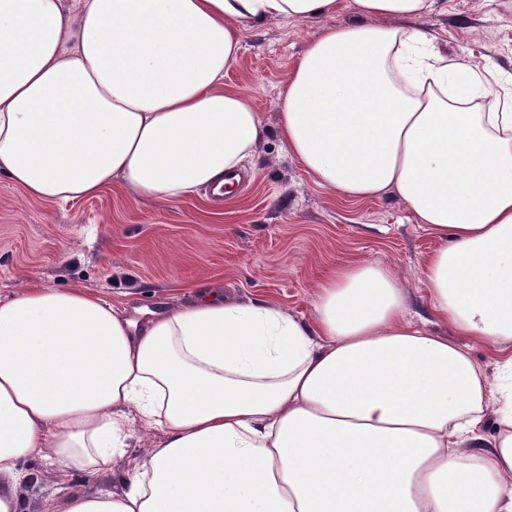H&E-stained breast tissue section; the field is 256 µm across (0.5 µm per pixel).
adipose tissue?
I'll return each mask as SVG.
<instances>
[{"mask_svg":"<svg viewBox=\"0 0 512 512\" xmlns=\"http://www.w3.org/2000/svg\"><path fill=\"white\" fill-rule=\"evenodd\" d=\"M340 0H0V172L63 202L121 180L166 202L223 182L267 135L225 88L249 21ZM278 99V135L339 195L396 193L440 243L430 318L399 279L330 266L312 322L212 288L145 324L80 288L0 299V512L23 464L107 470L133 416L162 432L120 491L40 512H512V94L410 22L439 0H350ZM442 325L444 333L433 332ZM473 346V353L479 362L483 365L487 373L491 377H496L499 372V365L502 363V358L495 349L490 346L471 341Z\"/></svg>","mask_w":512,"mask_h":512,"instance_id":"adipose-tissue-1","label":"adipose tissue"}]
</instances>
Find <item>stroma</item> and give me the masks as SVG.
Returning a JSON list of instances; mask_svg holds the SVG:
<instances>
[{"label":"stroma","instance_id":"obj_1","mask_svg":"<svg viewBox=\"0 0 512 512\" xmlns=\"http://www.w3.org/2000/svg\"><path fill=\"white\" fill-rule=\"evenodd\" d=\"M354 19L345 9L246 25L224 84L249 99L268 134L246 163L251 183L221 205L204 191L175 202L136 200L118 183L51 203L27 197L0 174V298L31 282L82 288L141 321L182 302L180 287L190 283L223 288L239 302L271 300L309 320L327 266L359 260L393 270L411 313L427 316L421 270L438 241L394 193L349 200L319 185L277 136L278 96L308 42L325 25ZM420 25L443 54L480 65L498 92L512 91V0H444L443 12ZM141 427L134 419L123 456L96 476L73 470L50 483L43 463H26L22 512H37L49 495L62 500L74 490L94 493L132 479L149 454Z\"/></svg>","mask_w":512,"mask_h":512}]
</instances>
